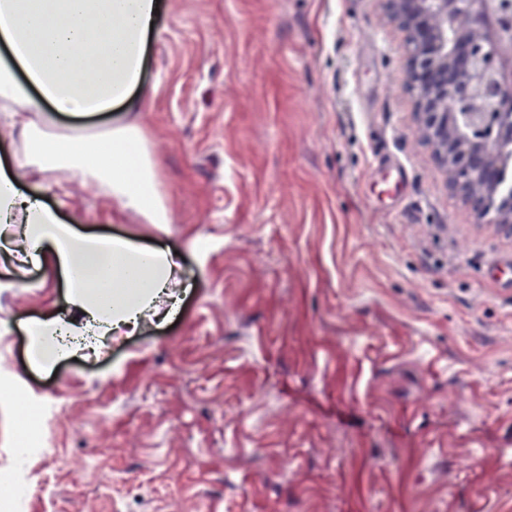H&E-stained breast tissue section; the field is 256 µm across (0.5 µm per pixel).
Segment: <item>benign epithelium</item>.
<instances>
[{
    "label": "benign epithelium",
    "mask_w": 512,
    "mask_h": 512,
    "mask_svg": "<svg viewBox=\"0 0 512 512\" xmlns=\"http://www.w3.org/2000/svg\"><path fill=\"white\" fill-rule=\"evenodd\" d=\"M409 46L416 119L448 187L480 221L512 232L498 192L512 147V0H383Z\"/></svg>",
    "instance_id": "obj_1"
}]
</instances>
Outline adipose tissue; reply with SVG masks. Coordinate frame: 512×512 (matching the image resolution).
I'll return each mask as SVG.
<instances>
[{"instance_id": "ef3b65f1", "label": "adipose tissue", "mask_w": 512, "mask_h": 512, "mask_svg": "<svg viewBox=\"0 0 512 512\" xmlns=\"http://www.w3.org/2000/svg\"><path fill=\"white\" fill-rule=\"evenodd\" d=\"M157 11V0H0V105L11 110L9 130L34 179L82 171L121 209L167 224L170 211L139 125L97 133L100 147L91 155L83 138L52 132L41 120L48 110L81 116L131 103ZM0 223L23 225L19 251L32 262L50 255L69 288L71 318L40 319L30 329L36 363L56 361L59 336L139 329L159 317L161 299L173 297L174 254L79 232L1 166Z\"/></svg>"}]
</instances>
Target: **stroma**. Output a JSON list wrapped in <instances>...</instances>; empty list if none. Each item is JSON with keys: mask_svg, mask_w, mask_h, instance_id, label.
Returning <instances> with one entry per match:
<instances>
[{"mask_svg": "<svg viewBox=\"0 0 512 512\" xmlns=\"http://www.w3.org/2000/svg\"><path fill=\"white\" fill-rule=\"evenodd\" d=\"M159 4L123 118L171 223L78 171L41 197L179 252L181 303L43 369L28 326L65 282L0 260V473L14 395L43 421L22 512H512V234L449 189L383 0Z\"/></svg>", "mask_w": 512, "mask_h": 512, "instance_id": "stroma-1", "label": "stroma"}]
</instances>
